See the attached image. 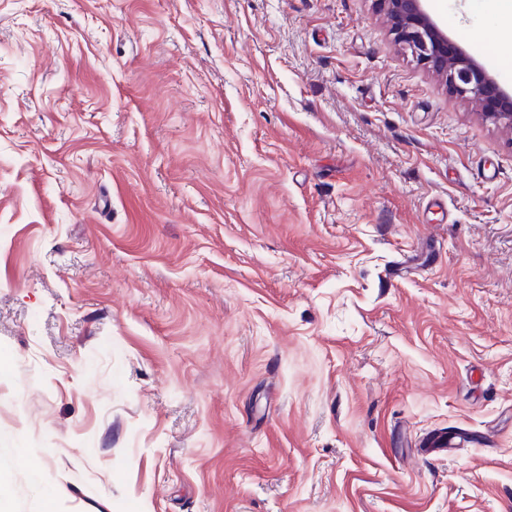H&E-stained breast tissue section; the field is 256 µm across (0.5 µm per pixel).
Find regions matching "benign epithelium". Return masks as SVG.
Listing matches in <instances>:
<instances>
[{
    "label": "benign epithelium",
    "mask_w": 512,
    "mask_h": 512,
    "mask_svg": "<svg viewBox=\"0 0 512 512\" xmlns=\"http://www.w3.org/2000/svg\"><path fill=\"white\" fill-rule=\"evenodd\" d=\"M391 23L394 41L418 64L445 80L450 92L473 100L494 123L512 131V94L468 57L431 18L423 0H377Z\"/></svg>",
    "instance_id": "obj_1"
}]
</instances>
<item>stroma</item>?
Listing matches in <instances>:
<instances>
[{
  "label": "stroma",
  "instance_id": "obj_1",
  "mask_svg": "<svg viewBox=\"0 0 512 512\" xmlns=\"http://www.w3.org/2000/svg\"><path fill=\"white\" fill-rule=\"evenodd\" d=\"M425 8L512 89L497 0ZM48 497L512 512V131L374 0H0V512Z\"/></svg>",
  "mask_w": 512,
  "mask_h": 512
}]
</instances>
